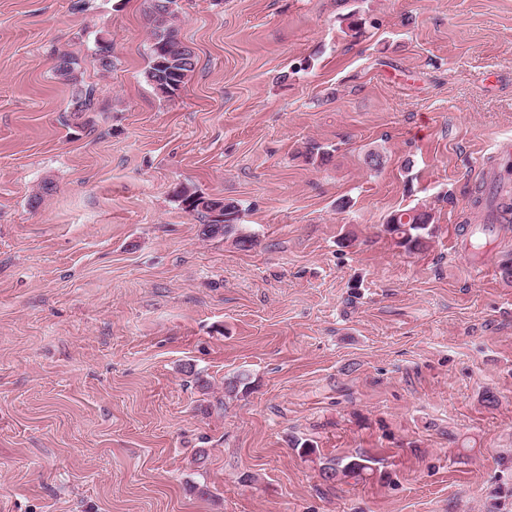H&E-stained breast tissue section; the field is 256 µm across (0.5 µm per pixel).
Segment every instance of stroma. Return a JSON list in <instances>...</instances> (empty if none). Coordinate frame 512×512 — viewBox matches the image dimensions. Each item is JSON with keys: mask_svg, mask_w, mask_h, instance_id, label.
<instances>
[{"mask_svg": "<svg viewBox=\"0 0 512 512\" xmlns=\"http://www.w3.org/2000/svg\"><path fill=\"white\" fill-rule=\"evenodd\" d=\"M179 5L199 63L165 97L145 0H0V512H512V220L473 204L512 137V0ZM184 184L257 245L202 238ZM412 208L408 253L384 225ZM112 34L101 30L95 37L94 55L100 70L109 72L114 66L112 56ZM78 59L68 52H61L56 57L54 74L62 83L71 86L72 100L69 112L62 117L64 125L69 126L85 112H90L93 104L94 91L92 88H85L82 84L81 72L78 69ZM431 220L432 215L426 210L399 211L387 218L385 227L390 234L398 235L397 244L405 251L417 252L427 248ZM371 459L365 456H347L345 458H336L330 461L323 468L324 477L327 480L343 477H360L364 471L370 469Z\"/></svg>", "mask_w": 512, "mask_h": 512, "instance_id": "35a3bbf8", "label": "stroma"}]
</instances>
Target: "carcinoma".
<instances>
[{
	"mask_svg": "<svg viewBox=\"0 0 512 512\" xmlns=\"http://www.w3.org/2000/svg\"><path fill=\"white\" fill-rule=\"evenodd\" d=\"M148 14L152 25L149 62L144 73L147 84L165 97L176 95L185 85L188 77L198 65L194 50L187 45L177 23L179 0H147ZM95 59L100 70L109 72L114 66L111 33L101 30L95 37ZM78 59L68 52L56 57L54 74L58 80L72 88L71 107L62 117L65 125H70L81 115L92 109L94 91L82 84ZM300 156L310 164H323L331 154L324 147L309 144ZM175 196L184 209L202 219V236L205 239H232L241 250H249L255 245L254 235L242 230L239 224L240 209L234 202L224 205V223L213 218L208 202L211 197L188 185L175 190ZM432 215L426 210L399 211L386 220V230L399 237L397 244L407 252L422 251L427 248L429 225ZM249 377L243 373L225 380L224 389L230 396L247 392ZM371 459L365 456H347L330 461L323 468L324 477L334 480L339 476L359 477L370 469Z\"/></svg>",
	"mask_w": 512,
	"mask_h": 512,
	"instance_id": "1",
	"label": "carcinoma"
}]
</instances>
